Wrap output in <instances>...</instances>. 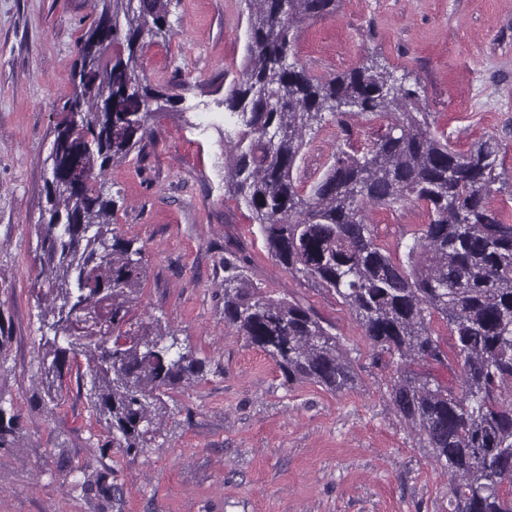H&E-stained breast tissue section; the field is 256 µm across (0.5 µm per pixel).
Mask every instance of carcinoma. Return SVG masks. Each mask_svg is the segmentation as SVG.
I'll return each instance as SVG.
<instances>
[{
  "label": "carcinoma",
  "instance_id": "carcinoma-1",
  "mask_svg": "<svg viewBox=\"0 0 512 512\" xmlns=\"http://www.w3.org/2000/svg\"><path fill=\"white\" fill-rule=\"evenodd\" d=\"M103 2L82 37L74 92L46 158L33 288L44 304L37 375L55 401L65 337H74L86 360L77 382L112 446L131 452L160 434L164 397L203 366L158 323L123 329L143 250L112 233L114 200L101 176L112 161L143 154L153 139L148 117L177 100L153 88L139 64L144 43L168 33L169 0ZM247 2L248 64L223 101L225 192L246 207L268 255L336 295L376 355L388 357L391 401L449 476L451 512H512V219L487 203L502 181L498 140L456 151L432 133L405 78L367 57L332 77L289 61L298 24L334 15L339 0ZM115 45L123 50L103 60ZM346 114L385 120L386 132L359 155L338 151L323 177L300 189L293 170L306 132L329 115L348 134ZM405 202L425 204L430 221L403 262L378 243L365 208ZM247 265L245 256L224 254V327L264 351L288 384L354 390L359 376L334 326L254 282ZM77 306L98 319L95 327L70 324ZM435 319L455 338V390L412 369L441 360ZM81 489L116 502L123 495L99 472Z\"/></svg>",
  "mask_w": 512,
  "mask_h": 512
}]
</instances>
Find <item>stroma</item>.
Instances as JSON below:
<instances>
[{"label": "stroma", "mask_w": 512, "mask_h": 512, "mask_svg": "<svg viewBox=\"0 0 512 512\" xmlns=\"http://www.w3.org/2000/svg\"><path fill=\"white\" fill-rule=\"evenodd\" d=\"M99 0H0V408L12 418L0 448V512H449V478L388 393L389 372L334 294L272 259L245 207L224 192V95L246 63V0H171L170 31L140 58L152 84L177 97L152 114L141 156L109 166L115 233L145 249L135 322L160 321L204 362L174 389L161 435L126 452L107 442L86 392L68 376L48 403L34 374L41 353L35 226L44 161L70 95L81 37ZM376 57L420 89L432 130L458 151L501 144L490 202L512 212V0H339L298 31L295 59L332 76ZM308 136L298 176L311 186L338 150H361L385 125L349 117ZM380 244L404 259L430 220L417 202L368 206ZM250 277L332 322L356 368L355 391L288 384L263 351L224 326V253ZM107 472L120 502L85 497V474Z\"/></svg>", "instance_id": "stroma-1"}]
</instances>
